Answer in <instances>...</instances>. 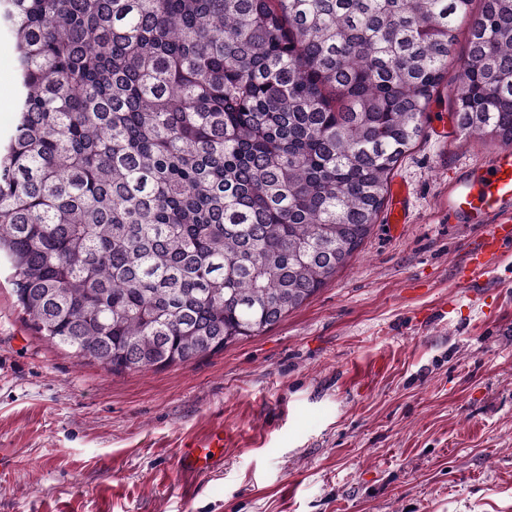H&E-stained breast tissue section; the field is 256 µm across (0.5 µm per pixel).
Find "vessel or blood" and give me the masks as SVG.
Instances as JSON below:
<instances>
[{"label": "vessel or blood", "mask_w": 512, "mask_h": 512, "mask_svg": "<svg viewBox=\"0 0 512 512\" xmlns=\"http://www.w3.org/2000/svg\"><path fill=\"white\" fill-rule=\"evenodd\" d=\"M448 217L458 224H483L487 230L470 248L457 269L460 283L475 287L502 262L512 244V146L499 147L488 161L453 173L448 180ZM223 429L185 444L182 460L187 471L207 474L219 448Z\"/></svg>", "instance_id": "b4317fda"}]
</instances>
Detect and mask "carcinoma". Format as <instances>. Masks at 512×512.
I'll return each instance as SVG.
<instances>
[{"mask_svg":"<svg viewBox=\"0 0 512 512\" xmlns=\"http://www.w3.org/2000/svg\"><path fill=\"white\" fill-rule=\"evenodd\" d=\"M0 0V263L115 372L258 336L345 267L469 18L460 131L512 144V0Z\"/></svg>","mask_w":512,"mask_h":512,"instance_id":"obj_1","label":"carcinoma"}]
</instances>
